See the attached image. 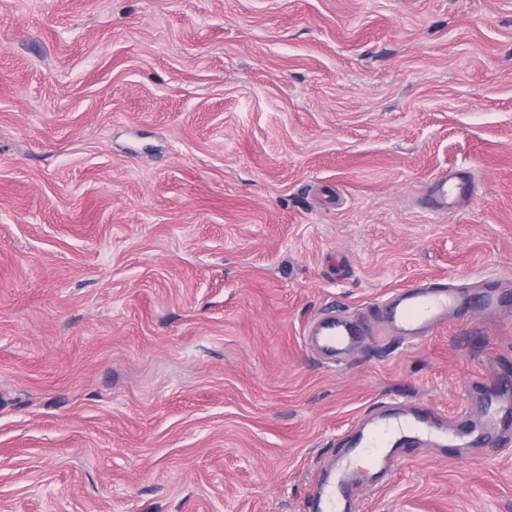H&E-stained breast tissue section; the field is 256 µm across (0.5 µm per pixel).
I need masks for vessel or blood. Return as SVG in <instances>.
<instances>
[{
    "mask_svg": "<svg viewBox=\"0 0 512 512\" xmlns=\"http://www.w3.org/2000/svg\"><path fill=\"white\" fill-rule=\"evenodd\" d=\"M473 190L466 173H442L434 177L426 198L430 210L445 213L454 210ZM486 311L506 314L504 298L497 290L488 288L480 297L461 288L435 286L414 281L391 295L385 304V320L403 339L413 341L431 332L447 320L449 314H462L471 304ZM365 323L348 321L328 314L316 320L308 329L318 337L323 348L339 351L349 348L361 334ZM447 446L448 430L430 409L422 408L410 413L380 412L369 425L360 428L355 436L353 456L362 455L369 468H377L393 459L399 449L422 443ZM325 477L319 480L308 500L309 512H343L351 491L350 481L355 474L350 458L324 465Z\"/></svg>",
    "mask_w": 512,
    "mask_h": 512,
    "instance_id": "vessel-or-blood-1",
    "label": "vessel or blood"
}]
</instances>
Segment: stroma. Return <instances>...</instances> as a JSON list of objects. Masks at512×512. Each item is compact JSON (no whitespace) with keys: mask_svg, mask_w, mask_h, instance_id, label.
<instances>
[{"mask_svg":"<svg viewBox=\"0 0 512 512\" xmlns=\"http://www.w3.org/2000/svg\"><path fill=\"white\" fill-rule=\"evenodd\" d=\"M475 193L418 206L441 171ZM512 0H0V512H308L371 409L484 429L512 319ZM376 331L326 363V311ZM357 512H512V440L403 449ZM473 293L448 285L433 286L416 280L391 295L385 304V321L404 340L413 341L471 307Z\"/></svg>","mask_w":512,"mask_h":512,"instance_id":"stroma-1","label":"stroma"}]
</instances>
